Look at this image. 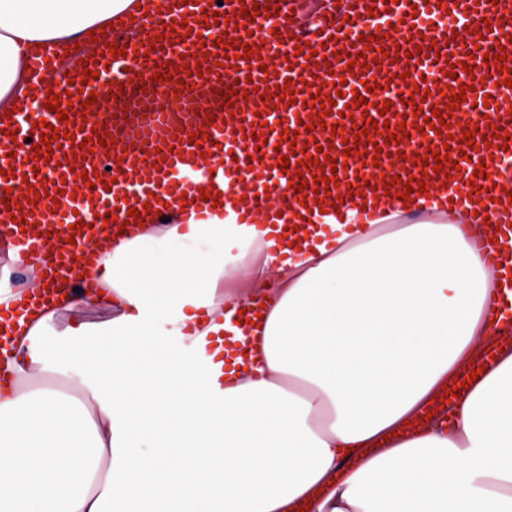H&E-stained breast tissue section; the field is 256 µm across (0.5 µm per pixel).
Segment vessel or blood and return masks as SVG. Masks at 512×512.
<instances>
[{
	"label": "vessel or blood",
	"instance_id": "b4317fda",
	"mask_svg": "<svg viewBox=\"0 0 512 512\" xmlns=\"http://www.w3.org/2000/svg\"><path fill=\"white\" fill-rule=\"evenodd\" d=\"M261 14H253V6ZM249 16H242V9ZM216 14V28H208L205 14ZM224 39H216V31ZM380 37L372 49L367 35ZM506 45L507 60L498 63L489 52L495 42ZM118 45L119 55L106 52ZM151 44L141 55L142 44ZM248 44L251 59L240 58L237 45ZM226 60H219V53ZM362 59L367 70L351 77L342 71L349 61ZM469 71H462V64ZM188 77H181V67ZM32 90L21 109L8 122H0V170L14 176L0 178V247L40 257L45 279L67 281L77 287L74 258L99 261L101 249L111 241L117 222L126 235L140 225L161 219L200 216L201 192L217 195L224 215L237 224L292 225L299 218L315 224L331 221L377 223L381 212L400 211L403 223H421L427 212L451 221L469 208L470 230L476 238L495 234L496 248L487 252L491 264L512 267V146L497 148L495 130L512 136V0H140V6L112 21L92 43L66 50L38 48L29 55ZM168 71L167 79L138 90L137 75ZM320 76L322 93L340 85L326 129L315 128L311 108L303 98L313 94L311 80ZM251 80L258 92L235 94L225 106L215 89L233 80ZM378 86L356 105L355 89L364 81ZM203 86L206 103L195 107L187 97L174 96L177 81ZM57 90L59 109L66 120L47 108L48 87ZM424 84L430 93L422 107L424 117L441 113L450 119L444 85L467 87L461 110L477 116L472 142L463 139V128L452 125L453 138L443 142L432 129H420L402 93ZM288 85L293 98L288 108L270 101L278 86ZM388 111H380L383 100ZM386 117L388 127L368 134L366 151L356 157L359 129L368 119ZM271 130H262V123ZM36 123L68 130L59 149L41 146L33 134ZM263 131L266 142L257 145L251 131ZM296 132L287 141L286 131ZM209 134V142L189 140L190 133ZM30 144H21L22 134ZM99 134L102 149L81 152L84 138ZM396 142H388V135ZM384 155L374 159V146ZM330 157L347 160L329 180L330 197L321 199L312 180L316 166L288 168L270 165L273 155H290L292 149L315 155L317 147ZM447 149L459 169L454 178H436L431 149ZM390 167L401 179L424 176L426 191H413L409 201L397 196L398 186L374 178L375 165ZM484 177H476L478 168ZM97 173L100 181L88 187L83 175ZM64 180L65 194L52 200L56 180ZM478 190H471L470 181ZM304 200H297V192ZM138 217H129L130 208ZM116 222L104 223L106 213Z\"/></svg>",
	"mask_w": 512,
	"mask_h": 512
}]
</instances>
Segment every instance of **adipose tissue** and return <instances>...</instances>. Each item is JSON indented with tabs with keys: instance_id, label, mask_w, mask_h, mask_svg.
Segmentation results:
<instances>
[{
	"instance_id": "ef3b65f1",
	"label": "adipose tissue",
	"mask_w": 512,
	"mask_h": 512,
	"mask_svg": "<svg viewBox=\"0 0 512 512\" xmlns=\"http://www.w3.org/2000/svg\"><path fill=\"white\" fill-rule=\"evenodd\" d=\"M131 3L0 0V112L34 45L86 39ZM203 209L115 236L89 289L11 320L0 512H512V338L466 211L294 231ZM260 300L252 342L239 311ZM102 303L106 324L53 331ZM491 342L451 425L408 433Z\"/></svg>"
}]
</instances>
